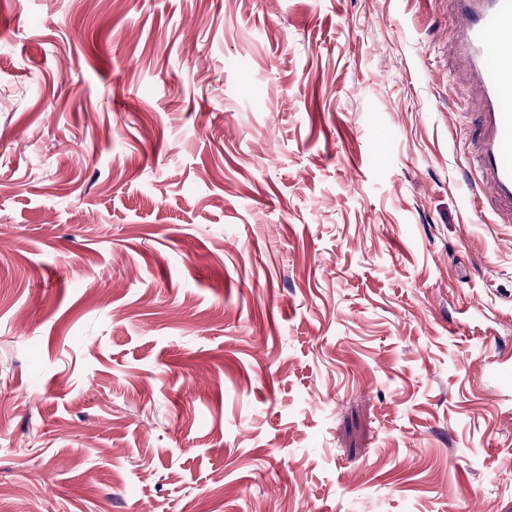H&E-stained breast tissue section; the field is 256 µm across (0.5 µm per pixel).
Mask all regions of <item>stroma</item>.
Listing matches in <instances>:
<instances>
[{
  "instance_id": "1",
  "label": "stroma",
  "mask_w": 512,
  "mask_h": 512,
  "mask_svg": "<svg viewBox=\"0 0 512 512\" xmlns=\"http://www.w3.org/2000/svg\"><path fill=\"white\" fill-rule=\"evenodd\" d=\"M452 22L0 0V512H512Z\"/></svg>"
}]
</instances>
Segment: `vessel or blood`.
I'll use <instances>...</instances> for the list:
<instances>
[{
    "label": "vessel or blood",
    "mask_w": 512,
    "mask_h": 512,
    "mask_svg": "<svg viewBox=\"0 0 512 512\" xmlns=\"http://www.w3.org/2000/svg\"><path fill=\"white\" fill-rule=\"evenodd\" d=\"M456 21L448 31L469 61L485 110L471 137L480 178L475 198L488 197L512 214V0H454ZM494 374V396L512 390V362H481Z\"/></svg>",
    "instance_id": "b4317fda"
}]
</instances>
